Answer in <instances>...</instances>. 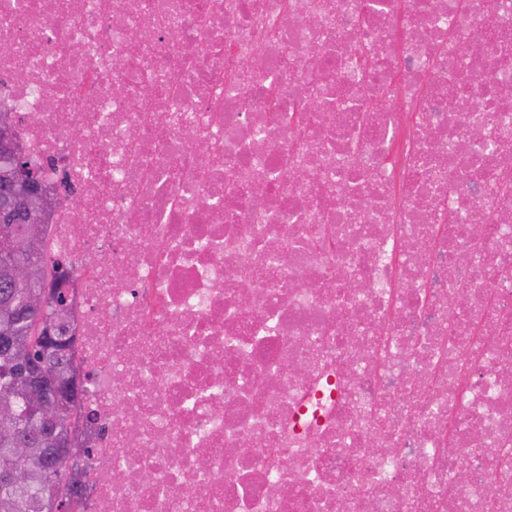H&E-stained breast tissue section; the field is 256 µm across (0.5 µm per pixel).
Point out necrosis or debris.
Segmentation results:
<instances>
[{
  "label": "necrosis or debris",
  "instance_id": "1",
  "mask_svg": "<svg viewBox=\"0 0 512 512\" xmlns=\"http://www.w3.org/2000/svg\"><path fill=\"white\" fill-rule=\"evenodd\" d=\"M311 2L0 0L75 512H512V0Z\"/></svg>",
  "mask_w": 512,
  "mask_h": 512
}]
</instances>
